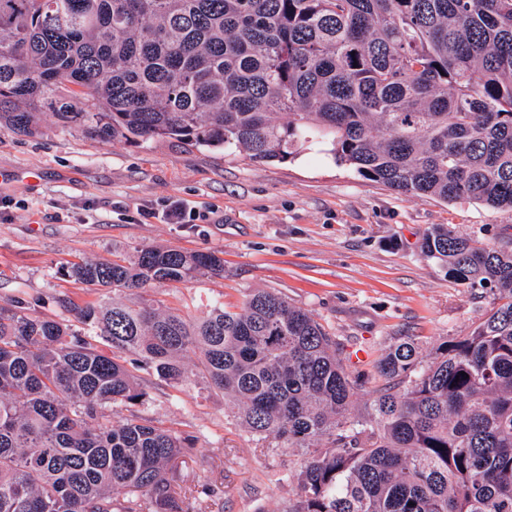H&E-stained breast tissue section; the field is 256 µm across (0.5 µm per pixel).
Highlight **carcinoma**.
Segmentation results:
<instances>
[{"instance_id": "cac0c4a2", "label": "carcinoma", "mask_w": 512, "mask_h": 512, "mask_svg": "<svg viewBox=\"0 0 512 512\" xmlns=\"http://www.w3.org/2000/svg\"><path fill=\"white\" fill-rule=\"evenodd\" d=\"M48 113L252 162L315 142L393 190L512 210V0H0V126L35 135ZM422 249L490 308L425 367L393 344L361 419L336 338L270 291L201 316L0 303V512H183L185 440L105 409L146 397L126 357L180 384L191 353L249 432L303 450L288 512H512V239L437 224ZM223 273L213 252L154 246L71 270L114 293Z\"/></svg>"}]
</instances>
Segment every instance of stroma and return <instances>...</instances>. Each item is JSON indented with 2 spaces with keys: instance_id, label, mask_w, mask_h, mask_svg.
<instances>
[{
  "instance_id": "35a3bbf8",
  "label": "stroma",
  "mask_w": 512,
  "mask_h": 512,
  "mask_svg": "<svg viewBox=\"0 0 512 512\" xmlns=\"http://www.w3.org/2000/svg\"><path fill=\"white\" fill-rule=\"evenodd\" d=\"M172 201L194 213L192 223L165 222ZM437 224L483 241L512 238L511 210L392 190L317 144L285 161L255 163L170 139L103 141L49 117L33 136L0 128V302L19 299L67 320L62 299L112 298L71 278L74 263L129 260L149 245L215 252L223 276L148 288L131 301L199 315L219 303L236 306L253 289L281 295L336 337L346 371L362 380L354 417L371 413L381 384L375 365L390 345L414 338L431 360L489 309V296L422 254ZM358 347L365 360H352ZM139 375L144 404L113 408L111 417L134 413L193 441L176 464L184 512H288L301 449L253 435L200 377L175 388L150 370Z\"/></svg>"
}]
</instances>
